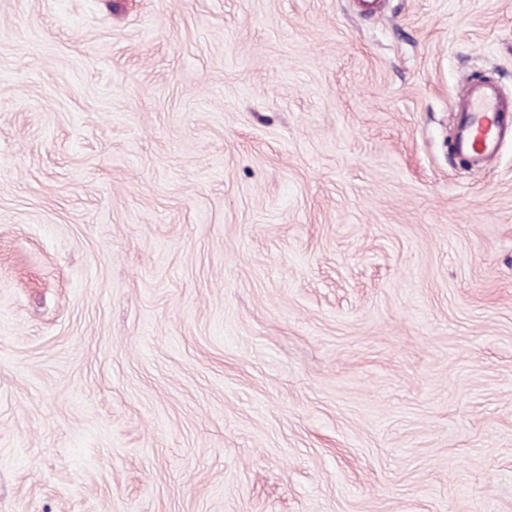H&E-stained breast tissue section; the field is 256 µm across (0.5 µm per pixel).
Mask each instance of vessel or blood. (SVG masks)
Segmentation results:
<instances>
[{"label":"vessel or blood","instance_id":"1","mask_svg":"<svg viewBox=\"0 0 512 512\" xmlns=\"http://www.w3.org/2000/svg\"><path fill=\"white\" fill-rule=\"evenodd\" d=\"M454 150L480 167L512 140V100L492 80L467 82L457 100Z\"/></svg>","mask_w":512,"mask_h":512}]
</instances>
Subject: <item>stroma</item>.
<instances>
[{
  "label": "stroma",
  "instance_id": "stroma-1",
  "mask_svg": "<svg viewBox=\"0 0 512 512\" xmlns=\"http://www.w3.org/2000/svg\"><path fill=\"white\" fill-rule=\"evenodd\" d=\"M512 0H0V512H512ZM455 112L454 150L469 158L475 169L494 157L507 139L512 140V101L495 81L467 82Z\"/></svg>",
  "mask_w": 512,
  "mask_h": 512
}]
</instances>
